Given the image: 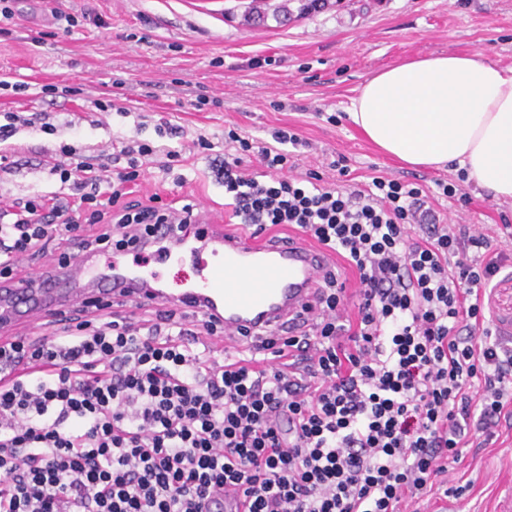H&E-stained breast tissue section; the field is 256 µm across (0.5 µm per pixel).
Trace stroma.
<instances>
[{
	"label": "stroma",
	"instance_id": "stroma-1",
	"mask_svg": "<svg viewBox=\"0 0 512 512\" xmlns=\"http://www.w3.org/2000/svg\"><path fill=\"white\" fill-rule=\"evenodd\" d=\"M248 2L62 0L67 12L88 10L104 21L67 35L57 31L44 0H18L14 18L0 21V75L22 76L28 87L0 90V113L51 112L56 131L24 127L0 144L11 164L0 172V197L59 190L44 162L62 145L95 155L130 138L157 150L155 163L141 168L133 199L156 193L196 208L207 200L220 213L225 131L262 141L289 128L305 142L296 151L297 172L333 180L330 164L342 157L356 184L375 176L419 184L444 222L512 219V200H496L474 182L465 184L469 206L441 195L437 181L456 179V170L411 167L384 155L349 117L361 86L407 58L477 54L512 67V0H326L318 12L270 27L243 21ZM48 84L57 93L43 94ZM115 90L125 94L127 113L97 110L95 100ZM200 94L212 101L202 112L192 105ZM164 123L181 136L159 135ZM201 136L211 149L197 148ZM169 150L180 151L181 160L160 169ZM511 496L512 427L504 425L495 443L463 448L447 483L435 484L419 510L501 512Z\"/></svg>",
	"mask_w": 512,
	"mask_h": 512
}]
</instances>
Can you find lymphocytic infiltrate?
Here are the masks:
<instances>
[{
	"mask_svg": "<svg viewBox=\"0 0 512 512\" xmlns=\"http://www.w3.org/2000/svg\"><path fill=\"white\" fill-rule=\"evenodd\" d=\"M227 137L232 217L301 232L356 272L354 291L331 268L307 330L254 341L263 364L185 344L171 308L133 322L94 305L63 333L0 339V512H204L220 491L243 512H409L471 435L512 419V331L491 310L512 223H442L420 187L381 176H284L291 131ZM153 153L65 148L49 173L69 195L0 198V278L36 253L62 268L79 250H141L161 225L192 232L191 206L127 201Z\"/></svg>",
	"mask_w": 512,
	"mask_h": 512,
	"instance_id": "obj_1",
	"label": "lymphocytic infiltrate"
}]
</instances>
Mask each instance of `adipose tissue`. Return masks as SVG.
Segmentation results:
<instances>
[{"instance_id":"ef3b65f1","label":"adipose tissue","mask_w":512,"mask_h":512,"mask_svg":"<svg viewBox=\"0 0 512 512\" xmlns=\"http://www.w3.org/2000/svg\"><path fill=\"white\" fill-rule=\"evenodd\" d=\"M350 117L385 154L458 166L512 200V67L468 54L410 58L369 78Z\"/></svg>"}]
</instances>
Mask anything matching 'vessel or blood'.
<instances>
[{"mask_svg": "<svg viewBox=\"0 0 512 512\" xmlns=\"http://www.w3.org/2000/svg\"><path fill=\"white\" fill-rule=\"evenodd\" d=\"M195 221L190 236L165 228L154 237L165 259L197 260L199 279L192 288L169 292L157 273L130 266L121 252L101 267L93 254L82 253L64 269L0 282V339L41 328L53 315L92 302L170 305L214 317L223 324V335L201 342L220 354L239 348L248 335L288 337L304 318L331 255L295 234L252 244L212 223L208 213H198Z\"/></svg>", "mask_w": 512, "mask_h": 512, "instance_id": "b4317fda", "label": "vessel or blood"}]
</instances>
